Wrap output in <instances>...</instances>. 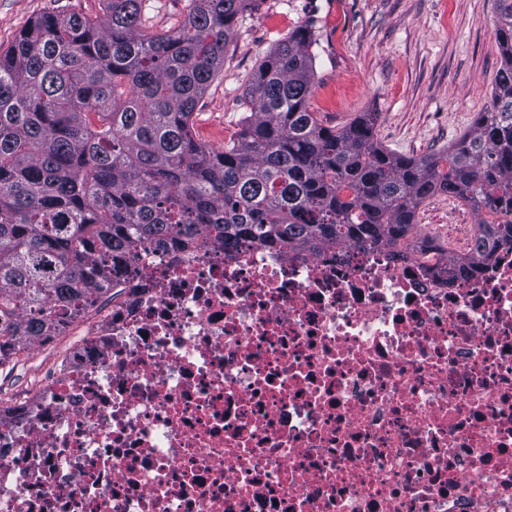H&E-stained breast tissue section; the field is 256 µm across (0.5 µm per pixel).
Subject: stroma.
<instances>
[{"label":"stroma","instance_id":"stroma-1","mask_svg":"<svg viewBox=\"0 0 512 512\" xmlns=\"http://www.w3.org/2000/svg\"><path fill=\"white\" fill-rule=\"evenodd\" d=\"M496 0H262L228 47L224 72L201 100L194 129L212 148L239 134L252 70L296 26L315 19L318 44L310 107L340 128L376 115L375 135L390 152L420 157L448 148L484 111L501 66ZM47 13L101 15L100 0H0V47ZM480 214L458 199L423 202L414 233L447 244L446 226Z\"/></svg>","mask_w":512,"mask_h":512}]
</instances>
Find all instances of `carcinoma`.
I'll return each mask as SVG.
<instances>
[{
    "instance_id": "obj_1",
    "label": "carcinoma",
    "mask_w": 512,
    "mask_h": 512,
    "mask_svg": "<svg viewBox=\"0 0 512 512\" xmlns=\"http://www.w3.org/2000/svg\"><path fill=\"white\" fill-rule=\"evenodd\" d=\"M88 15L35 18L0 52V350L39 341L89 304L138 243L189 247L200 226L233 249L354 243L394 248L419 206L448 195L482 215L448 273L512 247V0H497L502 64L491 103L448 149L397 156L374 113L342 128L310 110L313 23L293 29L253 70L239 138L209 148L193 117L224 71L237 23L259 0H191L181 25L146 27V0H101ZM95 115L93 123L89 115Z\"/></svg>"
}]
</instances>
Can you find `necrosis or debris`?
<instances>
[{
	"label": "necrosis or debris",
	"instance_id": "4bbe7bcc",
	"mask_svg": "<svg viewBox=\"0 0 512 512\" xmlns=\"http://www.w3.org/2000/svg\"><path fill=\"white\" fill-rule=\"evenodd\" d=\"M138 244L0 403V512H512V249Z\"/></svg>",
	"mask_w": 512,
	"mask_h": 512
}]
</instances>
